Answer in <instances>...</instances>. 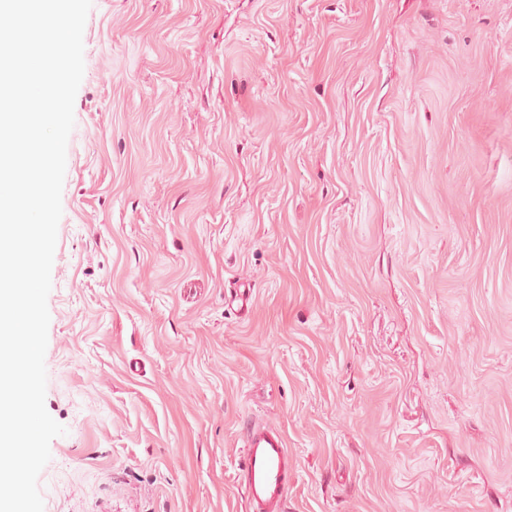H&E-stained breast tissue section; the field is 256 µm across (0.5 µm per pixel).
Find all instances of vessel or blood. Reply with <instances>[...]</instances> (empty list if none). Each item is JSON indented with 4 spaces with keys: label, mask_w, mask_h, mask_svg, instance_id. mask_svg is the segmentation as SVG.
I'll use <instances>...</instances> for the list:
<instances>
[{
    "label": "vessel or blood",
    "mask_w": 512,
    "mask_h": 512,
    "mask_svg": "<svg viewBox=\"0 0 512 512\" xmlns=\"http://www.w3.org/2000/svg\"><path fill=\"white\" fill-rule=\"evenodd\" d=\"M240 471L249 512H284L293 469L278 428L258 424L247 432Z\"/></svg>",
    "instance_id": "1"
}]
</instances>
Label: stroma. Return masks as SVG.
Listing matches in <instances>:
<instances>
[{
  "label": "stroma",
  "instance_id": "1",
  "mask_svg": "<svg viewBox=\"0 0 512 512\" xmlns=\"http://www.w3.org/2000/svg\"><path fill=\"white\" fill-rule=\"evenodd\" d=\"M44 512H512V0H93ZM252 293L241 309L236 289ZM243 488L250 512H284L293 469L284 435L274 426L254 425L242 445Z\"/></svg>",
  "mask_w": 512,
  "mask_h": 512
}]
</instances>
